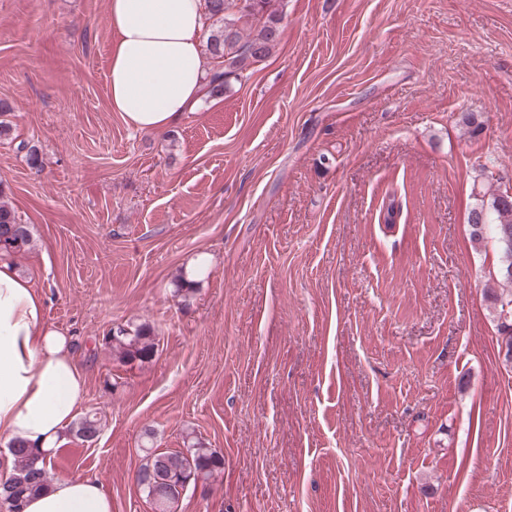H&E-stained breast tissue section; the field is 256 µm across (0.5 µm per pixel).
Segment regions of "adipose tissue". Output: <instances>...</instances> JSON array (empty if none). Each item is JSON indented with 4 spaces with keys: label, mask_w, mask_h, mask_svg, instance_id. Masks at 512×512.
Listing matches in <instances>:
<instances>
[{
    "label": "adipose tissue",
    "mask_w": 512,
    "mask_h": 512,
    "mask_svg": "<svg viewBox=\"0 0 512 512\" xmlns=\"http://www.w3.org/2000/svg\"><path fill=\"white\" fill-rule=\"evenodd\" d=\"M112 32L108 97L133 129L177 124L207 94L202 0H108ZM85 396V378L66 335L44 317L38 288L0 259V441L48 453L63 446ZM44 485L24 512H112L92 477L65 478L45 465Z\"/></svg>",
    "instance_id": "adipose-tissue-1"
}]
</instances>
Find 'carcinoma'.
I'll return each mask as SVG.
<instances>
[{"label": "carcinoma", "instance_id": "carcinoma-1", "mask_svg": "<svg viewBox=\"0 0 512 512\" xmlns=\"http://www.w3.org/2000/svg\"><path fill=\"white\" fill-rule=\"evenodd\" d=\"M208 15L206 47L210 56L212 78L209 92L224 93L231 81L247 77V71L267 58L278 43L282 14L271 8L270 0H205ZM468 223L471 238L480 243L485 226H492L500 252L498 276L506 291L492 295L498 326L506 333L505 342L512 347V193L505 190L490 196L489 203L473 208ZM31 244L28 225L21 223L15 211L0 202V250L14 258ZM119 362H147L157 351L152 327L139 324L120 325L103 338ZM96 415L87 414L70 429V434L83 442L92 441L99 433ZM144 463L139 472L150 482L143 491L154 512H173L178 500L171 492L187 482L206 481L221 471L223 457L200 441L184 452H157L144 449ZM13 469L0 483V503L8 512H22L26 498L43 484L44 456L36 450L20 446L12 449Z\"/></svg>", "mask_w": 512, "mask_h": 512}]
</instances>
